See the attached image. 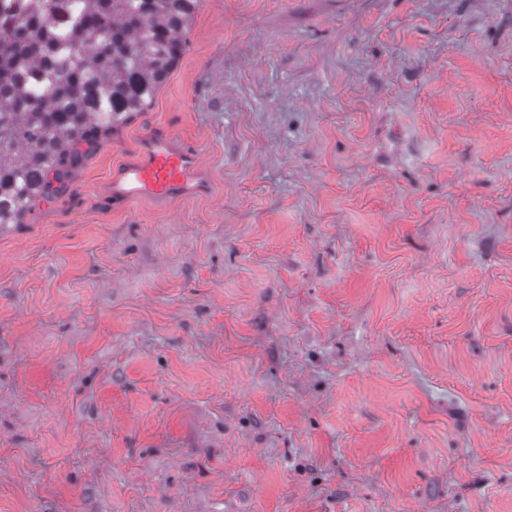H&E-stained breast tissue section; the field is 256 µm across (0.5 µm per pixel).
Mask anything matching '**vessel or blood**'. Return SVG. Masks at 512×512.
Wrapping results in <instances>:
<instances>
[{"instance_id":"obj_1","label":"vessel or blood","mask_w":512,"mask_h":512,"mask_svg":"<svg viewBox=\"0 0 512 512\" xmlns=\"http://www.w3.org/2000/svg\"><path fill=\"white\" fill-rule=\"evenodd\" d=\"M207 189L200 154L153 130L143 136L137 159L114 172L108 197L113 206L121 207L142 198L161 203L187 201L204 195Z\"/></svg>"}]
</instances>
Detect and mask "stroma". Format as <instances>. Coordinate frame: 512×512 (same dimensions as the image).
Returning <instances> with one entry per match:
<instances>
[{
	"mask_svg": "<svg viewBox=\"0 0 512 512\" xmlns=\"http://www.w3.org/2000/svg\"><path fill=\"white\" fill-rule=\"evenodd\" d=\"M207 196L103 205L151 128ZM0 226V512H512V0H201Z\"/></svg>",
	"mask_w": 512,
	"mask_h": 512,
	"instance_id": "1",
	"label": "stroma"
}]
</instances>
